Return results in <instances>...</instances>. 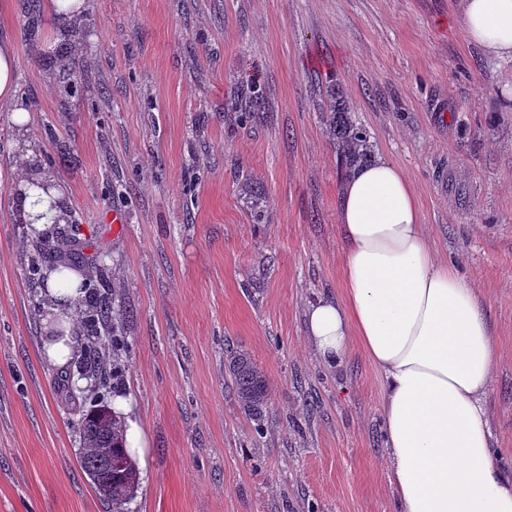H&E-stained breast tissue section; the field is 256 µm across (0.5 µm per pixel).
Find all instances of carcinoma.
Wrapping results in <instances>:
<instances>
[{
  "label": "carcinoma",
  "mask_w": 512,
  "mask_h": 512,
  "mask_svg": "<svg viewBox=\"0 0 512 512\" xmlns=\"http://www.w3.org/2000/svg\"><path fill=\"white\" fill-rule=\"evenodd\" d=\"M57 64L67 76L62 93L74 97L83 92L80 74L86 67L85 60L65 52L58 55ZM333 136L343 165H363L368 162V133L354 124L349 117V107L341 96H336L333 106ZM37 258L27 267L29 281L37 283L41 272L39 261L60 254L59 246L44 239L34 244ZM96 284L86 285V295L79 306H87L85 323L90 330L83 357L76 362L80 372L93 371L99 379L109 378L105 356L109 344L120 345L119 324L112 316V282L106 270L96 271ZM227 365L234 383L237 403L250 418L261 421L267 414L269 383L264 371L248 353L230 351ZM80 448L81 469L89 477L95 490L108 505V512H132L130 504L136 498L140 484L138 469L123 448V429L112 411L102 406L84 415Z\"/></svg>",
  "instance_id": "carcinoma-1"
}]
</instances>
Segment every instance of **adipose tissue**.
Returning a JSON list of instances; mask_svg holds the SVG:
<instances>
[{
	"mask_svg": "<svg viewBox=\"0 0 512 512\" xmlns=\"http://www.w3.org/2000/svg\"><path fill=\"white\" fill-rule=\"evenodd\" d=\"M462 24L487 55L512 58V0H463ZM14 184L28 189L20 217L30 239L66 223L63 190L23 144ZM338 223L343 292L309 307L308 334L327 364L342 362L356 343L383 374L397 512H512V471L494 458L487 408L497 345L473 283L435 256L411 183L387 159L346 176ZM43 276L59 333L41 356L63 366L76 350L75 301L87 273L55 265Z\"/></svg>",
	"mask_w": 512,
	"mask_h": 512,
	"instance_id": "ef3b65f1",
	"label": "adipose tissue"
}]
</instances>
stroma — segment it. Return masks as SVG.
<instances>
[{"mask_svg": "<svg viewBox=\"0 0 512 512\" xmlns=\"http://www.w3.org/2000/svg\"><path fill=\"white\" fill-rule=\"evenodd\" d=\"M461 6L85 0L86 87L64 102L46 4L31 32L27 0H0L17 57L0 103V512H107L79 466L80 423L122 392L150 441L133 512H396L382 376L359 345L331 367L307 341V307L341 290L339 96L372 157L409 178L434 254L481 297L498 344L493 446L512 464V59L466 41ZM21 140L80 217L76 251L112 275L125 341L112 385L73 392L75 367L40 358ZM228 344L267 376L263 432L238 407Z\"/></svg>", "mask_w": 512, "mask_h": 512, "instance_id": "stroma-1", "label": "stroma"}]
</instances>
